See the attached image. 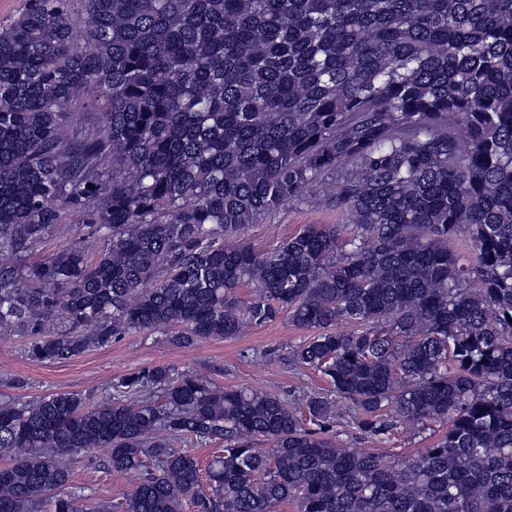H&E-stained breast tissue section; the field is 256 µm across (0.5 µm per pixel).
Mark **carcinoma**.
I'll return each instance as SVG.
<instances>
[{"label":"carcinoma","mask_w":512,"mask_h":512,"mask_svg":"<svg viewBox=\"0 0 512 512\" xmlns=\"http://www.w3.org/2000/svg\"><path fill=\"white\" fill-rule=\"evenodd\" d=\"M322 188L348 223L239 240ZM67 215L86 233L31 260ZM285 313L330 385L300 411L164 365L0 401V512H79L97 448L138 475L122 512H512V0H27L0 26V336L52 365ZM340 400L362 437L448 431L344 448ZM338 422L340 423H336L333 429L337 432V439L340 442L352 448H361L369 452L408 456L427 448L432 440L425 438L430 431L418 434L402 428L395 432L392 438L383 442L376 439L359 438L350 427H346L344 421Z\"/></svg>","instance_id":"cac0c4a2"}]
</instances>
